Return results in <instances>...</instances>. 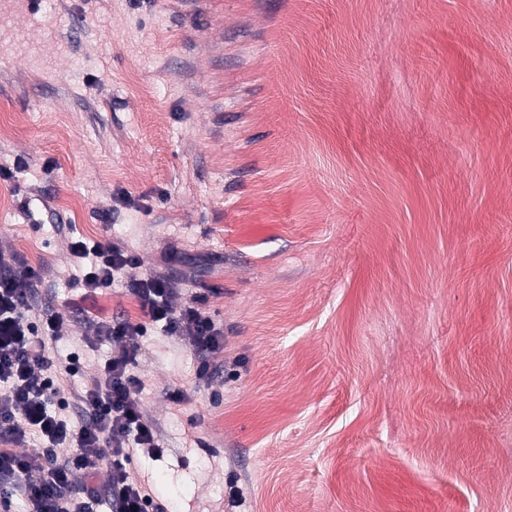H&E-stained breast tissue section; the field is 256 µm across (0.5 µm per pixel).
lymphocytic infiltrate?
<instances>
[{
  "instance_id": "lymphocytic-infiltrate-1",
  "label": "lymphocytic infiltrate",
  "mask_w": 512,
  "mask_h": 512,
  "mask_svg": "<svg viewBox=\"0 0 512 512\" xmlns=\"http://www.w3.org/2000/svg\"><path fill=\"white\" fill-rule=\"evenodd\" d=\"M70 250L82 269L84 290L110 288L124 275L142 318L97 322L96 342L119 349L76 386L79 353L63 356L54 348L68 333L69 316L53 312L33 321L30 299L39 271L18 274L0 258V490L23 489L29 512H95L103 502L111 512H167L127 470L131 448L163 452L144 411L143 384L133 372L139 339L155 325L167 335L191 337L198 350L216 356L224 351V330L201 308L199 297L175 305L173 278L138 275L139 257L112 241L78 238ZM30 434L40 440L35 455L18 453ZM103 467L108 479L101 485L96 477Z\"/></svg>"
}]
</instances>
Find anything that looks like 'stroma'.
Segmentation results:
<instances>
[{"instance_id": "obj_1", "label": "stroma", "mask_w": 512, "mask_h": 512, "mask_svg": "<svg viewBox=\"0 0 512 512\" xmlns=\"http://www.w3.org/2000/svg\"><path fill=\"white\" fill-rule=\"evenodd\" d=\"M1 167L86 373L74 237L224 329L139 339L170 512H512V0H0Z\"/></svg>"}]
</instances>
